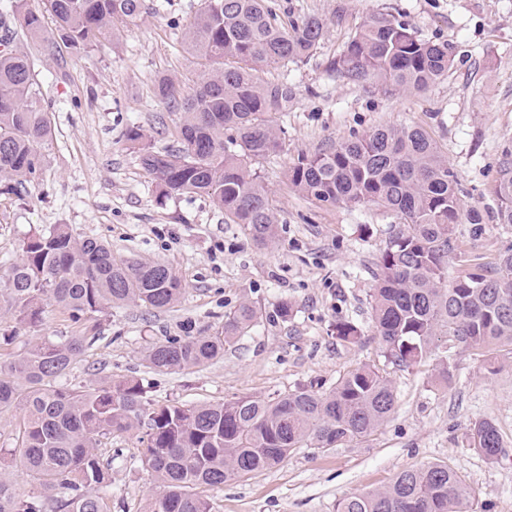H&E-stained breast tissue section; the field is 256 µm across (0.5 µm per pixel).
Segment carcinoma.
<instances>
[{"label":"carcinoma","mask_w":512,"mask_h":512,"mask_svg":"<svg viewBox=\"0 0 512 512\" xmlns=\"http://www.w3.org/2000/svg\"><path fill=\"white\" fill-rule=\"evenodd\" d=\"M15 28L0 50V179L16 191L37 181L53 138L40 98L36 46L44 15L53 21L51 43L75 58L103 40L118 42L136 25L147 0H26L11 4ZM326 22L299 16L284 27L266 0H204L186 28V52L204 69L193 94L180 95L170 76L155 81L156 96L180 112L175 144L157 149L138 127L125 136L160 194H195L212 200L248 231L260 248L278 236V224L255 165L281 149L282 130L269 119L294 98L287 78L260 79L258 70L309 58ZM451 63L448 44L424 40L410 24L388 14L362 22L329 71L355 83L375 79L404 92H423ZM291 187L331 206L373 205L400 224L371 270L372 310L383 353L411 368L435 341L465 349L512 346V249L494 267L468 265L448 279L454 229L481 231L483 215L463 208L457 176L436 143L418 126L380 127L362 136L301 152L288 168ZM497 221L512 224V152L498 167ZM185 292L167 265L129 262L97 238L77 239L63 226L35 229L0 282V303L16 323L37 328L45 307L78 323L75 333L35 336L19 360L0 359V412H22L15 446L0 448V512H111L112 449L123 435L140 434L141 462L158 493L143 512H211L204 496L247 475L282 463L296 448L318 449L365 438L395 410L387 377L364 365L324 391L305 386L273 399L237 396L218 403L153 405L138 377L91 379L62 385L77 359L103 340L102 314L134 303L148 311L173 308ZM258 319L244 302L224 324L198 337L174 336L148 351L154 372L200 368ZM336 338L356 342L362 331L338 323ZM475 448L489 459L503 453L495 424L471 428ZM19 470L40 491L25 494L10 481ZM337 512H470L469 492L446 464L401 471L382 489L346 495Z\"/></svg>","instance_id":"cac0c4a2"}]
</instances>
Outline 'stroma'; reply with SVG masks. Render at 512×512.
<instances>
[{"instance_id":"35a3bbf8","label":"stroma","mask_w":512,"mask_h":512,"mask_svg":"<svg viewBox=\"0 0 512 512\" xmlns=\"http://www.w3.org/2000/svg\"><path fill=\"white\" fill-rule=\"evenodd\" d=\"M202 2L153 0L154 11L127 28L119 45L101 43L79 59L46 48L39 81L55 135L39 181L20 195L0 187V277L30 228L58 224L75 237L107 241L128 260L166 264L180 277L185 292L172 310L113 309L105 340L77 362L72 385L94 373L135 376L162 406L274 398L310 383L329 388L366 364L387 374L397 409L378 431L334 448L294 449L271 469L209 489L212 512H336L342 497L383 488L402 470L432 463L462 478L472 512H512V346L475 351L442 344L410 369L388 361L373 327L371 267L398 218L373 206L319 204L287 179L299 152L381 126L421 127L457 175L464 208L485 220L477 235L471 225H456L449 274L466 259L494 264L512 247V225L496 219L498 164L503 150H512V0H269L280 16L315 15L327 30L309 60L258 72L264 80L289 77L296 90L287 110L271 115L285 131L280 152L257 166L279 225L267 249L208 198L162 197L125 137L138 127L156 148L172 144L178 115L156 97L154 81L170 73L183 94L193 91L200 66L183 39ZM373 13L447 43V76L421 93L330 76L329 61ZM246 301L259 318L223 358L172 373L148 368L153 345L208 334ZM339 321L361 326V339H336ZM8 327L14 340L5 351L18 359L33 335L66 336L73 323L50 305L35 330L13 325L0 311V328ZM491 360L497 373L486 369ZM444 366L453 374L447 384L438 376ZM481 419L498 428L504 456L491 460L472 448L469 428ZM112 445L123 451L112 463V512H139L156 491L141 445L133 436Z\"/></svg>"}]
</instances>
